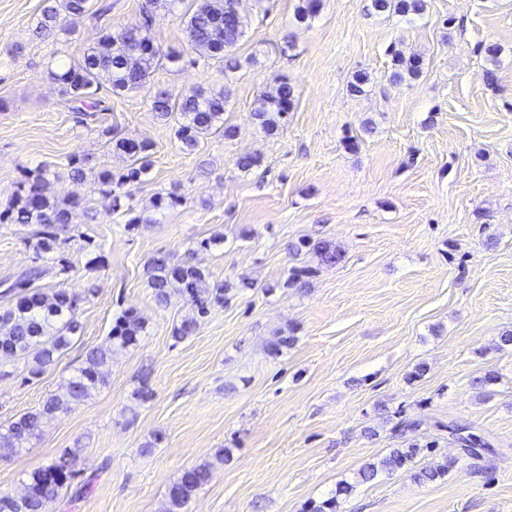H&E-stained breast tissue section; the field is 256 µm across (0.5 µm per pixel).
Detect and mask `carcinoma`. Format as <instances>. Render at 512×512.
Here are the masks:
<instances>
[{"instance_id": "carcinoma-1", "label": "carcinoma", "mask_w": 512, "mask_h": 512, "mask_svg": "<svg viewBox=\"0 0 512 512\" xmlns=\"http://www.w3.org/2000/svg\"><path fill=\"white\" fill-rule=\"evenodd\" d=\"M158 8L176 14L185 28L191 50L224 63L225 72L234 73L242 63H250L233 54L248 36L250 27L240 0H143L140 22L117 31L104 28L98 40L78 60L62 63L50 72V79L74 103V111L101 108L103 100L98 94L103 88L113 95L141 90L162 61L177 65L183 60L181 53L163 50L148 34L150 17ZM372 8L378 13L405 17L421 13L425 0H372ZM108 10V5L97 0H42L34 19V32L37 37L55 44L61 15L76 20L87 15L101 16ZM387 52L391 57L389 79L392 83L400 84L422 72V60L410 48L394 43ZM294 100V87L281 77L276 80L273 91L256 100L251 116L263 133L274 134L288 122ZM147 102L159 118L175 120L176 139L186 151L196 150L206 134L219 131L226 138L234 135V127L224 124L227 96L222 90L194 89L174 95L158 89L149 94ZM105 133L110 135L114 148L126 157L127 166L117 175L110 170L99 171L93 179L101 195L117 203L123 197H131L148 175L151 143L146 139L115 138L110 128ZM80 201L75 190L66 199H54L49 193V181L40 173L20 182L12 203L0 210V224L34 226L28 243L44 260V264L29 267L14 280L4 283L0 291L8 298V305L0 307V353L21 363L28 380L38 378L57 355L81 335L77 315L79 298L63 288L46 293L34 287L35 282L53 272L64 275L70 270L64 264L56 267L55 254L66 244L62 234L71 222L72 209ZM182 202V195L174 190L160 192L154 208H174ZM289 252L294 258L311 254L318 264L326 266L341 260V253L331 242L309 237L291 243ZM147 273L156 303L166 306L176 298L192 310V316L173 329L172 335L178 340L192 335L213 308L224 306L240 293V286L234 281L213 283L203 268L171 254L154 257ZM144 335L143 319L129 309L121 312L115 318L108 345L87 350L83 365L61 381L58 392L47 396L37 408L0 425V457L10 458L21 453L42 435L46 421L67 412L73 404L105 386L112 355L137 346ZM294 342L295 336L290 330H280L267 342V353L276 357ZM420 424L419 419L400 414L392 430L400 436L410 435ZM447 429L467 456L491 448L487 439L465 425L450 424ZM79 452L78 448L65 450L51 463L27 474L22 495L0 496V512H43L45 504L59 497L77 475ZM422 452L416 440H404L402 447L391 448L379 460L366 463L355 482H342L332 497L310 503L308 512H338L341 499L351 496L358 485L372 483L384 474L405 470L411 473L415 483L425 485L445 479L458 463L456 458L444 457L419 466L416 459ZM212 469V463L204 462L185 471L168 489L167 512H188L195 493L211 479Z\"/></svg>"}]
</instances>
